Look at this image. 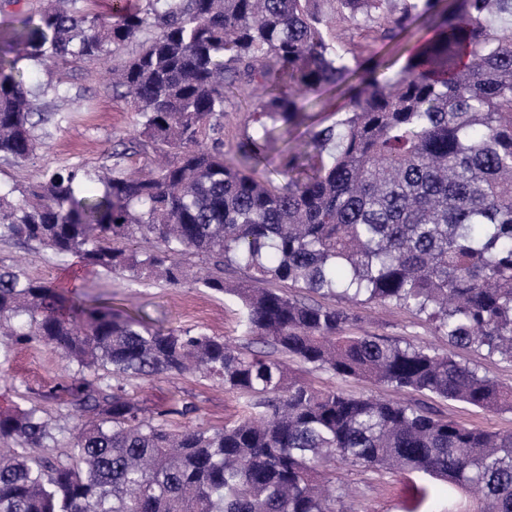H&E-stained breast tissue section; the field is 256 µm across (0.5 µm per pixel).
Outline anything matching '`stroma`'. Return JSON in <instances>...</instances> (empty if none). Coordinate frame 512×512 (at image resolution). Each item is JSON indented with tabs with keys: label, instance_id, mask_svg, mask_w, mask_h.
Here are the masks:
<instances>
[{
	"label": "stroma",
	"instance_id": "stroma-1",
	"mask_svg": "<svg viewBox=\"0 0 512 512\" xmlns=\"http://www.w3.org/2000/svg\"><path fill=\"white\" fill-rule=\"evenodd\" d=\"M422 35L420 26H412L395 40H382L358 31L346 20H337L329 39L338 55L349 66H357L360 44H369L373 53L383 57L392 71H400L411 46ZM137 49L129 43L109 63H85L73 68L56 66L34 68L20 63L24 85L52 84L58 94L48 95L54 111L63 115L59 128L53 129L44 148L20 165L0 161V185H28L37 182L44 172L64 165H81L94 170L109 164V155L119 144L132 137L137 115L112 92L109 67L120 66ZM260 90L239 84L236 97L224 114V152L238 159L237 145L246 132L252 131L250 116L258 108ZM345 88L326 87L303 102L308 118L303 125L276 126L274 150L302 148L312 129L334 124L346 111ZM20 260L31 277L56 285L65 284L72 269L73 256L58 257L24 247L12 241H0V260ZM80 292L114 310L144 318L149 325L204 332L221 336L246 347L252 342L241 321L237 299L206 288H176L161 281H132L92 268L79 269ZM356 322L347 332L352 336H382L393 341L447 349V342L437 336L425 317L390 304L364 303L354 306ZM74 371L72 364L48 345L12 346L0 341V413L41 407L60 428V442H67L72 426L71 407L65 391ZM127 392L148 410L168 412L169 428L183 430L196 427H220L246 412L247 400L225 393L218 381L186 374L177 377L126 381ZM402 400L430 409L463 425L497 432H512V411L489 413L466 403L449 401L429 393L406 391ZM192 411L180 415L183 406ZM328 487L338 494L339 512H446V484L412 473L370 470L346 463L327 469Z\"/></svg>",
	"mask_w": 512,
	"mask_h": 512
}]
</instances>
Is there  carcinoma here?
I'll list each match as a JSON object with an SVG mask.
<instances>
[{
    "instance_id": "carcinoma-1",
    "label": "carcinoma",
    "mask_w": 512,
    "mask_h": 512,
    "mask_svg": "<svg viewBox=\"0 0 512 512\" xmlns=\"http://www.w3.org/2000/svg\"><path fill=\"white\" fill-rule=\"evenodd\" d=\"M330 10H325L326 4ZM512 0H46L22 28L0 32V160L26 162L58 113L14 75L92 62L139 41L112 90L137 112L135 133L102 174L80 165L0 188V240L72 255L134 281L232 293L249 332L283 355L345 378L429 392L489 413L512 410V388L458 361L454 347L512 361ZM341 15L393 40L426 36L401 71L371 56L355 69L326 31ZM263 91L239 143L268 159L267 122L303 120L302 96L348 86L345 117L284 149V186L224 157L235 85ZM140 148L170 160L125 173ZM153 241L151 250L130 243ZM196 257L209 273L184 266ZM250 273L233 288L224 270ZM423 315L448 342L438 352L348 336L349 307L291 298L275 283ZM0 332L48 344L76 366L66 392L73 425L37 406L0 413V512H336L318 468L344 461L429 475L473 512H512V433L496 434L413 404L318 388L264 350L222 336L153 328L0 261ZM192 368L245 395L257 415L222 427L169 430L142 415L122 379Z\"/></svg>"
}]
</instances>
